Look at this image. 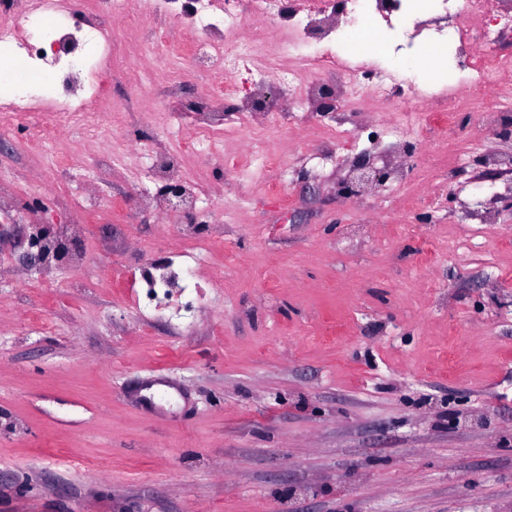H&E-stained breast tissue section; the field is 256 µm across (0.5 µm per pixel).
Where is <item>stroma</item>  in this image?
Returning <instances> with one entry per match:
<instances>
[{
  "label": "stroma",
  "mask_w": 512,
  "mask_h": 512,
  "mask_svg": "<svg viewBox=\"0 0 512 512\" xmlns=\"http://www.w3.org/2000/svg\"><path fill=\"white\" fill-rule=\"evenodd\" d=\"M181 36L165 17L124 27L112 98L139 97L136 42ZM275 145L289 174L240 181L219 160L187 165L205 190L196 231L210 298L157 314L127 274L178 255L181 229L135 203L144 169L74 156L54 171L30 102L0 126V176L23 204L79 213L53 278L26 257L33 227L0 222V512H512V137L433 132L405 142L402 186L352 198L343 163L319 159L316 113ZM456 166L462 192L440 191ZM103 198L82 207L88 190Z\"/></svg>",
  "instance_id": "1"
}]
</instances>
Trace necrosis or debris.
<instances>
[{"mask_svg":"<svg viewBox=\"0 0 512 512\" xmlns=\"http://www.w3.org/2000/svg\"><path fill=\"white\" fill-rule=\"evenodd\" d=\"M134 14L177 19L188 38L181 53L168 52L159 35L147 42L138 60L148 79L142 89L144 125L173 124L174 113L154 109L178 97L175 83L162 90L155 84L167 68L184 66L208 78L193 122L179 133L178 151L188 160L243 152L256 175L277 165L273 146L263 140L272 115L256 95L239 100L236 124L224 121V104L238 99L237 76L244 70L255 74L256 94L267 76H286L291 107L299 112H310L328 92L335 94L340 111L369 101L385 116L383 132L397 138L420 136L428 119L456 118L473 98L489 132L512 110V97L505 92L512 81V54L503 50L512 38V0H112L108 8L98 0H0V55L33 73L23 86L43 104L41 144L47 154L62 141L91 145L129 156L155 180L179 177L174 152L112 139V132L125 129V115L101 109L112 92L114 27ZM271 16L284 34L267 51L262 23ZM367 18L383 25L378 42L391 35L410 48L421 42L451 51L445 90L420 88L408 57L396 68L373 65L372 84L362 85L363 66L354 62L347 36ZM313 72L321 73V81H309ZM241 127L251 131L249 142L240 141Z\"/></svg>","mask_w":512,"mask_h":512,"instance_id":"obj_1","label":"necrosis or debris"}]
</instances>
